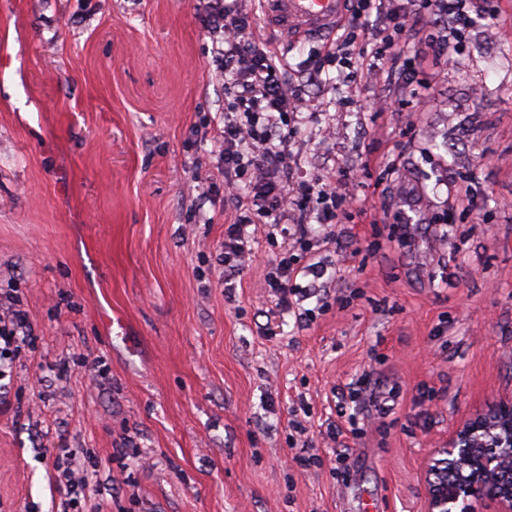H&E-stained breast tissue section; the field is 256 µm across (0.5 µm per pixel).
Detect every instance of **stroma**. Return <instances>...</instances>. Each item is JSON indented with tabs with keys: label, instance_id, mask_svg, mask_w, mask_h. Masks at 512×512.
Returning <instances> with one entry per match:
<instances>
[{
	"label": "stroma",
	"instance_id": "1",
	"mask_svg": "<svg viewBox=\"0 0 512 512\" xmlns=\"http://www.w3.org/2000/svg\"><path fill=\"white\" fill-rule=\"evenodd\" d=\"M498 7L415 84L387 82L366 38L361 91L334 70L308 86L321 109L293 127L295 172L362 179L334 228L310 224L326 273L281 314L265 277L282 235L224 285L204 0H0V318L27 324L0 379V512H427L433 449L512 399V0ZM251 39L297 73L322 44L259 19ZM62 448L91 488L50 481Z\"/></svg>",
	"mask_w": 512,
	"mask_h": 512
}]
</instances>
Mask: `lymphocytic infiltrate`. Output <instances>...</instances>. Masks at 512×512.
Listing matches in <instances>:
<instances>
[{
  "label": "lymphocytic infiltrate",
  "mask_w": 512,
  "mask_h": 512,
  "mask_svg": "<svg viewBox=\"0 0 512 512\" xmlns=\"http://www.w3.org/2000/svg\"><path fill=\"white\" fill-rule=\"evenodd\" d=\"M469 0H428L430 16L413 12L414 0H352L349 16L335 34L323 42L313 61L310 77L321 81L329 66L346 60L359 37L372 32L370 16L383 14L386 27L376 31L378 54L389 57L393 73L410 74L409 61L393 46L413 32L438 58H451L457 45L439 33L434 20L455 15L459 25H468L465 10ZM253 10L232 0H209L205 23L208 32H220L224 41L216 53L224 62V91L229 100L216 117V134L224 145V207L232 217L224 226V274L237 276L254 261L258 234L273 235L280 225H289L285 237L290 245L308 240V217L329 224L346 200L342 181L327 175L297 181L288 165L293 140L290 120L296 119L306 100L302 85L290 78L287 56L273 41L257 43L249 38ZM321 278L320 263L294 265L288 258L277 261L267 286L281 310H290L293 300L305 293L298 275Z\"/></svg>",
  "instance_id": "lymphocytic-infiltrate-1"
}]
</instances>
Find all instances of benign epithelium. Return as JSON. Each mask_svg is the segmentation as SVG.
Wrapping results in <instances>:
<instances>
[{
  "mask_svg": "<svg viewBox=\"0 0 512 512\" xmlns=\"http://www.w3.org/2000/svg\"><path fill=\"white\" fill-rule=\"evenodd\" d=\"M505 435L512 442V401L500 403L488 418L478 417L458 427L448 442L435 450L439 458L431 459L426 467L428 512H473L469 505L461 507L460 491L448 479V468L454 467L456 457L471 456L480 447L485 452L495 449L492 441ZM481 469L483 482L468 487L467 500L488 498L495 503L496 512H512V489L491 494L484 487V483L496 482L502 473L512 470V451L483 459Z\"/></svg>",
  "mask_w": 512,
  "mask_h": 512,
  "instance_id": "benign-epithelium-1",
  "label": "benign epithelium"
}]
</instances>
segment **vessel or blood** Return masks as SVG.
Returning a JSON list of instances; mask_svg holds the SVG:
<instances>
[{"mask_svg": "<svg viewBox=\"0 0 512 512\" xmlns=\"http://www.w3.org/2000/svg\"><path fill=\"white\" fill-rule=\"evenodd\" d=\"M346 0H263V21L282 35L334 32Z\"/></svg>", "mask_w": 512, "mask_h": 512, "instance_id": "vessel-or-blood-1", "label": "vessel or blood"}]
</instances>
